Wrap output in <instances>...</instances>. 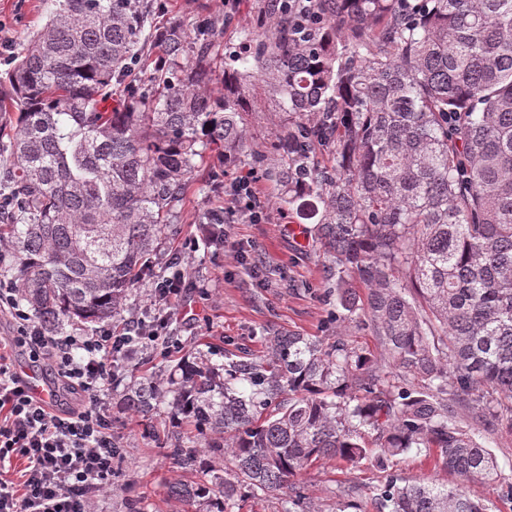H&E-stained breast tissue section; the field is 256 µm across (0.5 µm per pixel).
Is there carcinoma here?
Returning <instances> with one entry per match:
<instances>
[{
  "label": "carcinoma",
  "mask_w": 512,
  "mask_h": 512,
  "mask_svg": "<svg viewBox=\"0 0 512 512\" xmlns=\"http://www.w3.org/2000/svg\"><path fill=\"white\" fill-rule=\"evenodd\" d=\"M278 4L219 68L229 17L191 34L153 0H55L0 76L14 157L0 239L22 303L50 336L66 320L118 319L203 147L224 148L225 166L248 156L283 203L308 202L331 321L369 327L377 349L269 329L258 357L200 354L127 383L120 409H166L160 450L202 472L168 497L227 512L251 493L312 512L300 477L314 463L372 453L384 470L425 448L434 467L512 500L488 450L512 433V0H316L313 16ZM255 82L283 115L266 152L244 127ZM378 512L488 510L457 488L389 479Z\"/></svg>",
  "instance_id": "1"
}]
</instances>
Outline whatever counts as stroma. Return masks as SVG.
<instances>
[{
  "instance_id": "35a3bbf8",
  "label": "stroma",
  "mask_w": 512,
  "mask_h": 512,
  "mask_svg": "<svg viewBox=\"0 0 512 512\" xmlns=\"http://www.w3.org/2000/svg\"><path fill=\"white\" fill-rule=\"evenodd\" d=\"M259 3L240 0L233 23L217 38L219 57L241 51L246 34L256 29ZM52 9L53 0H0V35L12 40L15 51H22ZM246 172V166L226 169L211 158L193 173L185 196L174 207L176 231L162 240L150 274L136 290L135 314L148 310L153 281L164 272L170 254L185 239L201 234L204 214L223 208L225 183ZM258 190L269 205L266 223L229 225L225 244L208 243L184 257L187 279L203 282L206 288L201 291L193 285L182 298L183 308L194 316L193 321L173 326L174 336L182 342V356L202 352L221 363L245 353L258 355L268 328L304 336H329L337 330L330 319L333 305L324 296L328 260L315 234V219L304 207L289 211L274 183L260 181ZM122 392V385L114 384L108 399L112 430L120 436L123 450L112 490L99 502L100 512H126L131 499L141 501L145 512H198V504L177 502L166 495L167 482L183 477L184 472L161 454L151 437L152 430L168 429L165 416L148 425L123 414ZM390 474L406 484L429 480L459 487L490 512H512V501L504 497L500 484L462 480L434 468L417 450L397 456L384 472L368 460L357 466L323 460L308 469L302 481L316 512H336V490L341 485L353 488L365 512H376L378 488Z\"/></svg>"
}]
</instances>
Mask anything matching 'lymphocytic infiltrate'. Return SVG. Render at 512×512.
<instances>
[{"instance_id":"f902f5d3","label":"lymphocytic infiltrate","mask_w":512,"mask_h":512,"mask_svg":"<svg viewBox=\"0 0 512 512\" xmlns=\"http://www.w3.org/2000/svg\"><path fill=\"white\" fill-rule=\"evenodd\" d=\"M256 177L232 181L224 193V221L262 223L267 217ZM184 271L153 283L154 317L131 318L123 331L103 324L72 336H49L0 280V312L11 314L13 336L0 339V512H96L112 488L120 441L112 433L105 399L127 353L144 345L171 354L179 346L167 334L182 314ZM50 371L79 395L77 406L58 409L34 400L15 369L16 354Z\"/></svg>"}]
</instances>
